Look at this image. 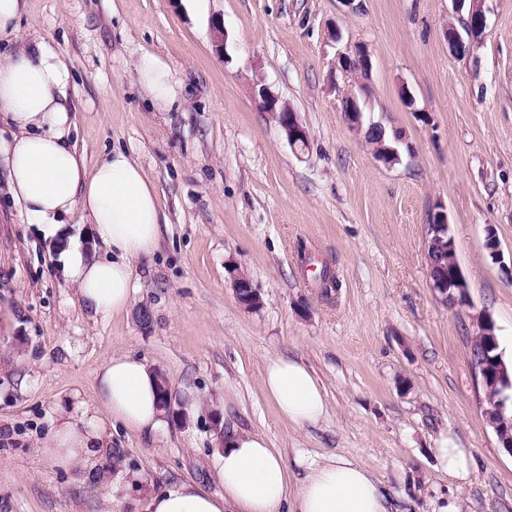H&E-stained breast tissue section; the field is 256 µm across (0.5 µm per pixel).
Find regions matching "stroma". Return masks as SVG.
Returning a JSON list of instances; mask_svg holds the SVG:
<instances>
[{
  "instance_id": "obj_1",
  "label": "stroma",
  "mask_w": 512,
  "mask_h": 512,
  "mask_svg": "<svg viewBox=\"0 0 512 512\" xmlns=\"http://www.w3.org/2000/svg\"><path fill=\"white\" fill-rule=\"evenodd\" d=\"M488 7L482 39L459 57L444 36L452 0H26L18 41L0 51L42 40L70 61L72 140L87 166L131 154L169 222L133 265L131 311L95 314L0 184V512H145L172 482L222 493L221 430L262 433L289 463L352 459L394 512H438L449 498L460 512H512V454L485 416L470 353L487 312L512 362V0ZM358 43L371 57L364 120L403 134L391 166L342 111L334 63ZM149 56L172 67L173 104L139 83ZM258 81L297 112L305 154L258 106ZM440 209L467 283L459 304L430 286ZM309 256L338 289L320 288ZM234 268L259 309L238 303ZM280 354L319 377L317 424L288 423L264 392V363ZM112 355L163 375L173 411L147 435L115 425L110 501L96 481L45 468L39 450L60 415L96 409ZM444 436L470 449L467 480L439 467ZM231 286L238 302L247 310H255L262 305V298L250 278L242 271L233 269Z\"/></svg>"
}]
</instances>
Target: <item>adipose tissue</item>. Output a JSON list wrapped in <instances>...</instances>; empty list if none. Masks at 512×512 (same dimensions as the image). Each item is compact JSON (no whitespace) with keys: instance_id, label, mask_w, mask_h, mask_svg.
Instances as JSON below:
<instances>
[{"instance_id":"adipose-tissue-1","label":"adipose tissue","mask_w":512,"mask_h":512,"mask_svg":"<svg viewBox=\"0 0 512 512\" xmlns=\"http://www.w3.org/2000/svg\"><path fill=\"white\" fill-rule=\"evenodd\" d=\"M69 79L67 63L42 41L0 59V120L13 129L11 138L0 139V165L30 222L44 240L59 246L58 261L83 304L97 314H119L130 304L133 263L157 249L166 218L153 183L131 155L115 151L87 169L69 141ZM77 211L109 251L108 259L88 257L82 244L67 236L63 219ZM262 383L288 423L303 427L325 416L321 381L302 360L267 359ZM97 399L101 413L59 417L41 450L47 466L72 472L79 484L110 448V421L140 432L160 426L155 376L136 359H105ZM215 470L223 494L175 483L150 498L147 512H279L285 502L290 512H389L379 482L360 465L335 457L306 465L296 480L282 454L257 432L228 434Z\"/></svg>"}]
</instances>
